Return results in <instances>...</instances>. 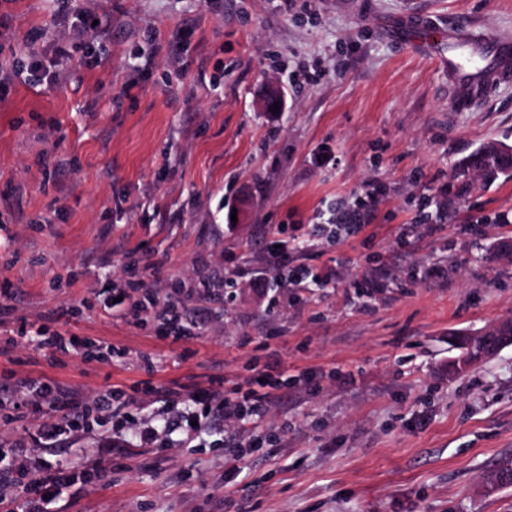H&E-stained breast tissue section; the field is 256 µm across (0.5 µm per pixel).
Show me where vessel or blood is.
<instances>
[{
	"label": "vessel or blood",
	"mask_w": 512,
	"mask_h": 512,
	"mask_svg": "<svg viewBox=\"0 0 512 512\" xmlns=\"http://www.w3.org/2000/svg\"><path fill=\"white\" fill-rule=\"evenodd\" d=\"M405 28L412 44H437L432 60L448 75L455 109H472L492 87L512 82V37L470 25L448 30L423 14L410 15Z\"/></svg>",
	"instance_id": "vessel-or-blood-1"
}]
</instances>
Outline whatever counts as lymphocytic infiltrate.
Here are the masks:
<instances>
[{"label":"lymphocytic infiltrate","instance_id":"f902f5d3","mask_svg":"<svg viewBox=\"0 0 512 512\" xmlns=\"http://www.w3.org/2000/svg\"><path fill=\"white\" fill-rule=\"evenodd\" d=\"M377 204L375 196L364 199L360 210L344 214L334 229H324L323 225H293V233L282 237L280 230H273L267 248L270 263L276 272L277 280L291 284H310L321 288L326 284L325 277L315 268L289 263L293 250L305 249L320 232H329L333 242L340 243L361 230L371 220ZM298 376L277 373H263L258 387L241 390L233 388L227 391L202 389L184 390L172 394L171 390L153 386L145 387V394L151 395L154 402L160 403L161 424H153L141 415L133 400L121 399L119 390H109L101 401L112 410L114 421L111 430L118 436H131L142 444L159 443L169 445L174 432L192 435L197 423L207 418L222 419L225 426L242 433L258 427L270 409L273 400L278 399L281 390L295 387ZM25 458L32 470L26 480L20 481L17 489L24 500L25 512H44L47 499L56 498L64 490L77 484H89L100 478L104 471L101 462L92 461L83 467L62 464L52 470H43L35 451H28Z\"/></svg>","mask_w":512,"mask_h":512}]
</instances>
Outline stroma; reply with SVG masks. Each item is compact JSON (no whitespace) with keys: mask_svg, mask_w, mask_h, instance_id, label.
I'll return each instance as SVG.
<instances>
[{"mask_svg":"<svg viewBox=\"0 0 512 512\" xmlns=\"http://www.w3.org/2000/svg\"><path fill=\"white\" fill-rule=\"evenodd\" d=\"M412 12L512 31V0H0V64L21 71L0 101V448L63 415L18 408L15 377L82 405L114 387H244L274 362L301 378L252 437L214 419L179 446L116 448L93 410L96 427L39 455L53 468L105 448L107 471L46 512H512V487L485 490L512 458V345L448 370L457 333L512 317V261L490 257L512 239V177L459 168L512 145V84L455 111L397 29ZM272 86L276 113L258 106ZM371 192L368 226L300 258L332 287L227 292L225 255L271 278L276 226L329 222ZM443 197L447 230L398 248ZM147 264L192 335L108 307L103 287ZM382 272L363 310L354 283ZM25 321L79 352L38 346Z\"/></svg>","mask_w":512,"mask_h":512,"instance_id":"obj_1","label":"stroma"}]
</instances>
